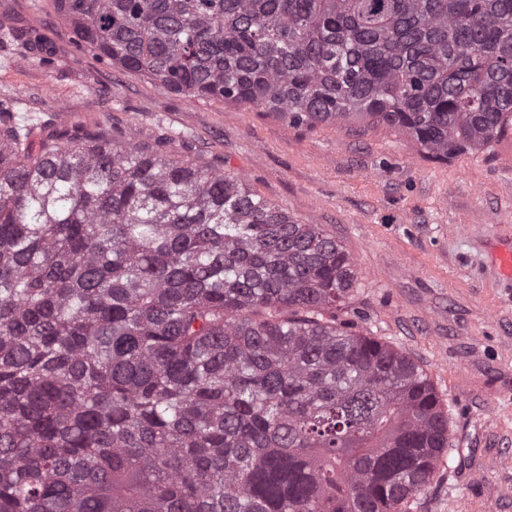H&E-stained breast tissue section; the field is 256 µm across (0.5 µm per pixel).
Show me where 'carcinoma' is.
Listing matches in <instances>:
<instances>
[{"mask_svg": "<svg viewBox=\"0 0 512 512\" xmlns=\"http://www.w3.org/2000/svg\"><path fill=\"white\" fill-rule=\"evenodd\" d=\"M188 100L434 158L512 129V0H53ZM32 65L41 34L0 24ZM0 100V512H402L448 451L410 357L339 318L354 258L243 177Z\"/></svg>", "mask_w": 512, "mask_h": 512, "instance_id": "cac0c4a2", "label": "carcinoma"}]
</instances>
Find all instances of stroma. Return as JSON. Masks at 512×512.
<instances>
[{
	"mask_svg": "<svg viewBox=\"0 0 512 512\" xmlns=\"http://www.w3.org/2000/svg\"><path fill=\"white\" fill-rule=\"evenodd\" d=\"M45 38V65L0 45V98L19 116L237 173L356 261L345 317L422 367L448 411L452 451L405 512H512V130L433 159L414 140L355 122L313 129L252 105L187 100L78 50L51 0H0Z\"/></svg>",
	"mask_w": 512,
	"mask_h": 512,
	"instance_id": "1",
	"label": "stroma"
}]
</instances>
